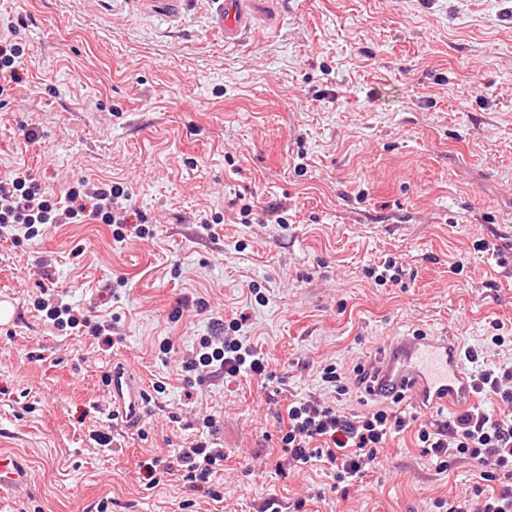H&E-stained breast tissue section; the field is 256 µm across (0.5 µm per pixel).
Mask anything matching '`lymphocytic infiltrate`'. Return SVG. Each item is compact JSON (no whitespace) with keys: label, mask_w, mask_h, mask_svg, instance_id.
<instances>
[{"label":"lymphocytic infiltrate","mask_w":512,"mask_h":512,"mask_svg":"<svg viewBox=\"0 0 512 512\" xmlns=\"http://www.w3.org/2000/svg\"><path fill=\"white\" fill-rule=\"evenodd\" d=\"M129 199L123 187L109 183L89 194L73 188L54 196L42 190L29 172H18L9 179H0V236L32 240L41 236L45 225L79 224L91 217L115 225L114 236L120 240L124 237L122 226L128 221ZM33 306L58 329L81 326L93 337L105 334L104 324L78 319L69 304L40 296ZM199 346L196 358L182 364L186 375L210 368L227 378L241 374L267 381L272 378L264 356L238 338L228 336L217 344L204 336ZM505 380L512 381V366L485 370L474 378L478 393L496 395L508 405V412L496 417L471 407L454 418L450 434L432 432L423 426L417 430L425 453L440 460L454 455L479 464L492 463V470L481 472V480L503 484L499 492L477 504L468 497L439 500L436 506L441 512H512V389L502 388ZM392 401V406H378L365 414L350 416L314 400L289 404L286 431L281 437L289 463L324 464L340 484L365 477L378 466V452L387 438L410 425L406 415L397 409L401 396H393ZM223 459V449L211 447L204 440L180 449L165 472L178 475L196 489L207 482Z\"/></svg>","instance_id":"1"}]
</instances>
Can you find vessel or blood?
<instances>
[{"instance_id": "b4317fda", "label": "vessel or blood", "mask_w": 512, "mask_h": 512, "mask_svg": "<svg viewBox=\"0 0 512 512\" xmlns=\"http://www.w3.org/2000/svg\"><path fill=\"white\" fill-rule=\"evenodd\" d=\"M211 27L225 44H239L274 17L266 0H212ZM385 382L405 391L418 404L430 408H460L474 401L469 371L461 348L444 339L398 336L390 357L380 368ZM112 399V417L126 429L144 419L147 393L141 377L125 364H113L106 378ZM33 473L19 453L0 451V496L18 495L31 487Z\"/></svg>"}]
</instances>
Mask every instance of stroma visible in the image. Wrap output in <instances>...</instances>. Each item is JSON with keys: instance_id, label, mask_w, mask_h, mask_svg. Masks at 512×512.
<instances>
[{"instance_id": "stroma-1", "label": "stroma", "mask_w": 512, "mask_h": 512, "mask_svg": "<svg viewBox=\"0 0 512 512\" xmlns=\"http://www.w3.org/2000/svg\"><path fill=\"white\" fill-rule=\"evenodd\" d=\"M210 8L0 0V35L24 49L0 178L27 169L56 195L121 183L149 228L0 238V446L34 473L0 512H438L471 496L480 465H439L415 428L342 489L289 465L280 424L302 398L380 404L322 371L352 377L395 336L512 366V0H274V26L235 47ZM44 288L112 343L54 327L33 308ZM238 318L274 382L186 379L180 360ZM117 359L152 390L132 431L112 423ZM203 438L224 451L212 492L149 485L146 465Z\"/></svg>"}]
</instances>
